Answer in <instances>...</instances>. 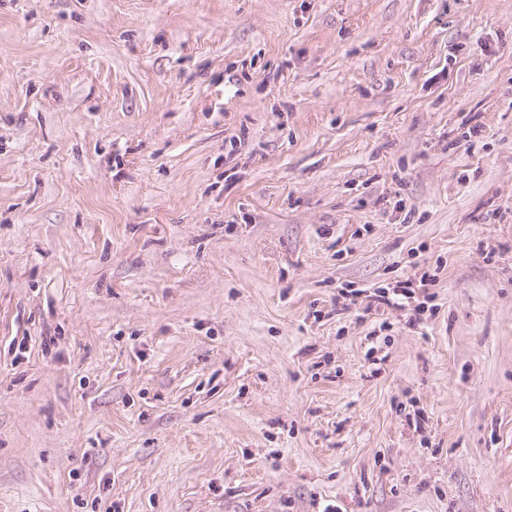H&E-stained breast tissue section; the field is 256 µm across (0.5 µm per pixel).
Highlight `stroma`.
I'll list each match as a JSON object with an SVG mask.
<instances>
[{
	"mask_svg": "<svg viewBox=\"0 0 512 512\" xmlns=\"http://www.w3.org/2000/svg\"><path fill=\"white\" fill-rule=\"evenodd\" d=\"M330 504L512 512V0H0V512ZM412 286L413 282L406 280L405 282H400L395 288H391V294L390 291H386L383 292V295H378L377 297L386 305L405 310L409 306V300L412 298Z\"/></svg>",
	"mask_w": 512,
	"mask_h": 512,
	"instance_id": "35a3bbf8",
	"label": "stroma"
}]
</instances>
